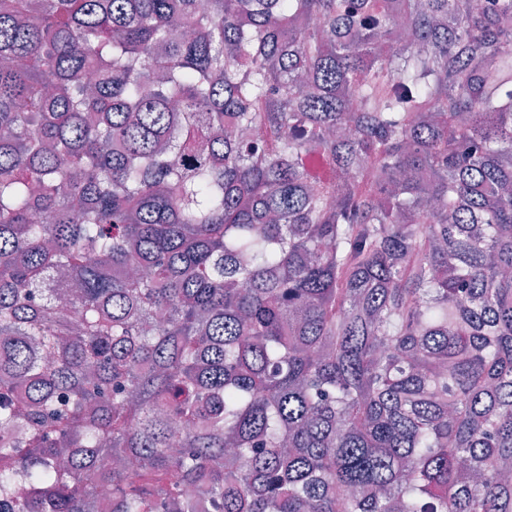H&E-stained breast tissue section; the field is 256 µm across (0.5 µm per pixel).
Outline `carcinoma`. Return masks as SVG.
<instances>
[{"instance_id": "obj_1", "label": "carcinoma", "mask_w": 512, "mask_h": 512, "mask_svg": "<svg viewBox=\"0 0 512 512\" xmlns=\"http://www.w3.org/2000/svg\"><path fill=\"white\" fill-rule=\"evenodd\" d=\"M0 512H512V0H0Z\"/></svg>"}]
</instances>
